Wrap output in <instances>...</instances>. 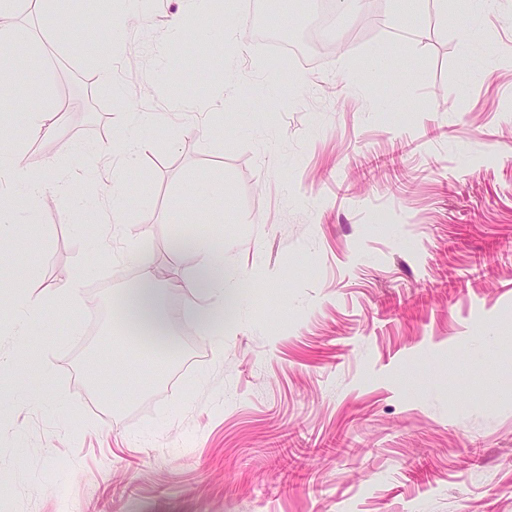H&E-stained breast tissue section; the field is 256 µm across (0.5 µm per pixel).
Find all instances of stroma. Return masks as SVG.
<instances>
[{
	"label": "stroma",
	"mask_w": 512,
	"mask_h": 512,
	"mask_svg": "<svg viewBox=\"0 0 512 512\" xmlns=\"http://www.w3.org/2000/svg\"><path fill=\"white\" fill-rule=\"evenodd\" d=\"M191 17L268 22L264 0H150L105 62L36 5L0 19L33 36L11 53L17 101L49 84L65 108L62 142L25 154L49 191L9 190L0 297L31 265L36 289L82 278L26 345L0 316V512H512V0L468 49L432 0L410 25L365 0L329 51L280 59L250 35L215 51ZM382 47L401 60L384 83ZM134 110L162 119L150 148L98 180L93 146ZM216 175L224 222L196 230L222 229L239 266L235 319L181 314L168 373L127 383L119 253L190 275L173 206Z\"/></svg>",
	"instance_id": "stroma-1"
}]
</instances>
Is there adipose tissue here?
I'll return each instance as SVG.
<instances>
[{"mask_svg": "<svg viewBox=\"0 0 512 512\" xmlns=\"http://www.w3.org/2000/svg\"><path fill=\"white\" fill-rule=\"evenodd\" d=\"M15 82L11 71L0 61V179L24 187L30 196H37L46 188L44 178L31 171L23 156L29 138L57 140L60 130L47 121V114L56 107L52 88H45L39 103L27 105V140H18L12 130V121L5 108L12 100L7 90ZM176 255L192 254L198 262L186 278L172 275L168 269L157 265L151 257L138 250L128 251L124 260L138 270L135 288L121 295L120 313L126 328L139 329L150 335L172 336L179 314L172 310L167 298L180 293L183 302L189 303L198 322L212 325L216 316L225 308L236 307L241 287V275L235 264L224 257V235L217 232L209 236L191 235L187 242L175 243L170 248ZM81 280L73 278L60 288H46L25 294L13 293L10 305L16 316V338L29 334V324L39 317L46 304L61 308L72 307L80 294Z\"/></svg>", "mask_w": 512, "mask_h": 512, "instance_id": "adipose-tissue-1", "label": "adipose tissue"}]
</instances>
